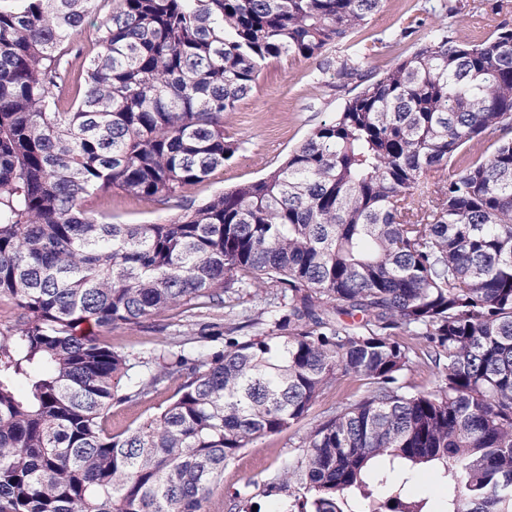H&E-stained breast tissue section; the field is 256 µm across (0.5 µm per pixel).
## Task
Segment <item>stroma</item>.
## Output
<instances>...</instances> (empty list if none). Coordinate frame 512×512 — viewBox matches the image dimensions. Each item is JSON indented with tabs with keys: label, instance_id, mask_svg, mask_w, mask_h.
<instances>
[{
	"label": "stroma",
	"instance_id": "stroma-1",
	"mask_svg": "<svg viewBox=\"0 0 512 512\" xmlns=\"http://www.w3.org/2000/svg\"><path fill=\"white\" fill-rule=\"evenodd\" d=\"M497 21V16L490 13L453 20L437 14L426 17L425 25L449 27L460 41H481L490 35ZM347 51V44L342 43L329 46L322 56L312 59L269 60L252 93L224 115L225 135L242 141V148L205 181L182 188L178 201H147L118 192L104 193L88 199L85 208L89 215L115 224L162 223L179 215L183 206L199 205L220 191L264 177L314 127L331 120L343 105L347 93L336 90L324 67L326 61ZM275 304L271 291L257 294L253 289L242 288L230 306L183 315L166 313L134 330L112 329L102 339L129 358L148 361L159 354L162 336H178L190 332L198 323L216 319L227 324L241 323ZM178 385V380L173 379L138 403L114 405L113 429L138 427L157 412ZM360 394L359 382H341L314 404L300 426L261 437L241 450L225 465L224 482L209 496L205 512H244L252 504L260 506L262 512H274L278 499L269 495L267 488L281 470L295 461L305 433L322 422L336 403L356 399Z\"/></svg>",
	"mask_w": 512,
	"mask_h": 512
}]
</instances>
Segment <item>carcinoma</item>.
<instances>
[{"mask_svg": "<svg viewBox=\"0 0 512 512\" xmlns=\"http://www.w3.org/2000/svg\"><path fill=\"white\" fill-rule=\"evenodd\" d=\"M0 0V512H204L224 466L306 418L341 379L363 382L302 438L271 490L287 512H512V25L479 43L441 27L381 75L368 47L328 62L355 93L279 167L164 224H109L86 198L168 200L240 143L224 113L264 65L310 59L384 0ZM425 0L381 47L460 16ZM96 27V51L71 38ZM474 141L485 154L466 156ZM459 164L443 178L447 167ZM276 289L267 330L197 362L171 349L140 378L80 331ZM429 368L436 387L406 377ZM127 379L126 392L116 395ZM181 378L161 411L112 431V404Z\"/></svg>", "mask_w": 512, "mask_h": 512, "instance_id": "cac0c4a2", "label": "carcinoma"}]
</instances>
